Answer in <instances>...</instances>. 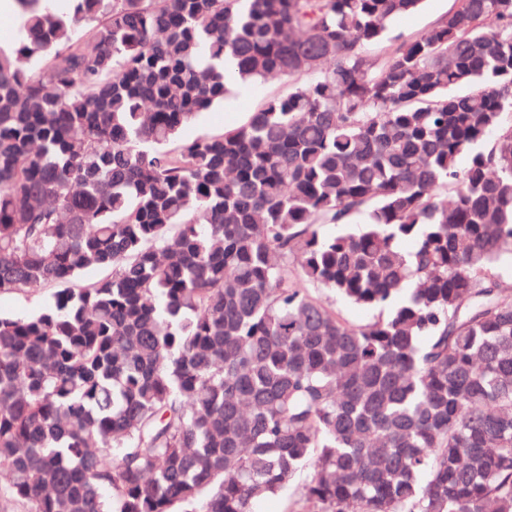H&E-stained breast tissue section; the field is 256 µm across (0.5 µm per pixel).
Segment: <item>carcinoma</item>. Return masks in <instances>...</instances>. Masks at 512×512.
I'll use <instances>...</instances> for the list:
<instances>
[{
	"mask_svg": "<svg viewBox=\"0 0 512 512\" xmlns=\"http://www.w3.org/2000/svg\"><path fill=\"white\" fill-rule=\"evenodd\" d=\"M14 2L0 293H54L0 314V498L512 512V0ZM454 0H428L419 11L398 19L390 28L389 36H408L428 28L453 6ZM288 91V83L280 79H271L258 89H243L209 112L201 114L197 120L187 125L182 133L184 141L202 136L218 135L224 129L244 123L266 96L280 95ZM51 293L48 289L0 293V313L16 316L37 314L51 302ZM286 510L294 512L304 510L294 488L289 491V497L288 494H280L273 498L263 499L256 505V512H286Z\"/></svg>",
	"mask_w": 512,
	"mask_h": 512,
	"instance_id": "carcinoma-1",
	"label": "carcinoma"
}]
</instances>
